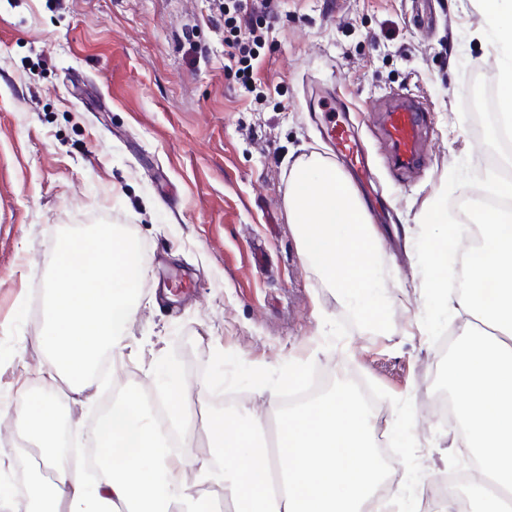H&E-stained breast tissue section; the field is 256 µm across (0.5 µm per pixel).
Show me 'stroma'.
I'll return each mask as SVG.
<instances>
[{"mask_svg": "<svg viewBox=\"0 0 512 512\" xmlns=\"http://www.w3.org/2000/svg\"><path fill=\"white\" fill-rule=\"evenodd\" d=\"M224 19L213 0H0V403L39 390L48 353V289L56 243L112 225L148 259L141 304L121 356L100 365L88 402L65 384L58 430L81 447L126 389L175 401L207 385L183 441L209 453L216 396L253 397L262 370L278 397L291 363L321 394L348 385L381 406L373 440L400 476L421 482L459 470L453 422L428 403L449 394L457 327L428 286L423 212L457 221L500 172L494 90L505 44L486 0H282L254 62L257 94L225 67ZM313 75L350 103L368 147L371 106L408 89L425 97L426 169L381 174L368 203L384 234L381 259L392 329H351L325 344V319L346 306L302 258L288 223L294 160L334 154L302 94Z\"/></svg>", "mask_w": 512, "mask_h": 512, "instance_id": "obj_1", "label": "stroma"}]
</instances>
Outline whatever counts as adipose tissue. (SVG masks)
I'll list each match as a JSON object with an SVG mask.
<instances>
[{"label": "adipose tissue", "mask_w": 512, "mask_h": 512, "mask_svg": "<svg viewBox=\"0 0 512 512\" xmlns=\"http://www.w3.org/2000/svg\"><path fill=\"white\" fill-rule=\"evenodd\" d=\"M421 221L434 227L427 243L434 290L444 286L449 243L469 236L480 244L477 260L464 264L467 287L445 300L460 319L459 350L448 369L459 429L454 445L477 460L481 494L471 512H506L483 486L489 480L512 491V213L486 206L479 225L454 226L445 210L433 208ZM55 266L60 280L41 374L66 381L80 397L102 353L125 345L147 259L118 230L101 226L62 237ZM11 407L37 448L38 473L24 493H0V512H211L193 490L197 483L220 487L232 512H391L405 496L403 486H385L370 443L373 415L345 389L279 416V457L288 468L277 491L268 482L262 419L254 414L234 423L214 417L213 451L201 458L185 445L168 448L140 394L123 392L93 433L97 470L83 475L56 443L51 393L21 392Z\"/></svg>", "instance_id": "adipose-tissue-1"}]
</instances>
